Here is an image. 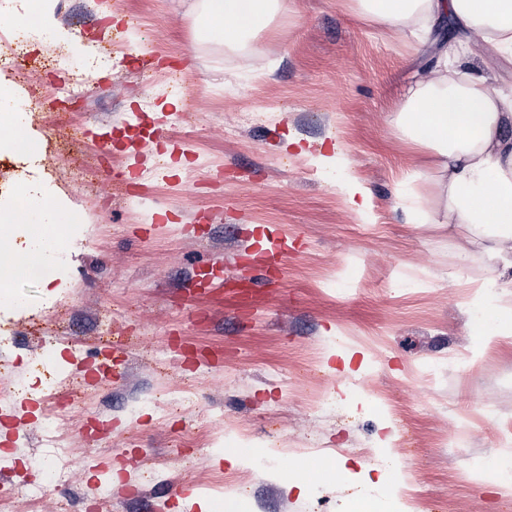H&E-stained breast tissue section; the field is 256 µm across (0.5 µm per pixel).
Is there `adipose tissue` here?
I'll list each match as a JSON object with an SVG mask.
<instances>
[{"instance_id": "adipose-tissue-1", "label": "adipose tissue", "mask_w": 512, "mask_h": 512, "mask_svg": "<svg viewBox=\"0 0 512 512\" xmlns=\"http://www.w3.org/2000/svg\"><path fill=\"white\" fill-rule=\"evenodd\" d=\"M371 23L409 38L416 50L438 47L435 63L413 82L392 117L397 137L417 147L423 164L408 176L434 187L433 201L408 192L400 209L409 224H445L466 240L450 284L482 245L494 277L471 281L476 297L512 294V97L474 68L487 51L512 58V0H356ZM286 8V0H203L207 20L224 25V44L253 48L254 37ZM464 34L439 42L446 20Z\"/></svg>"}]
</instances>
